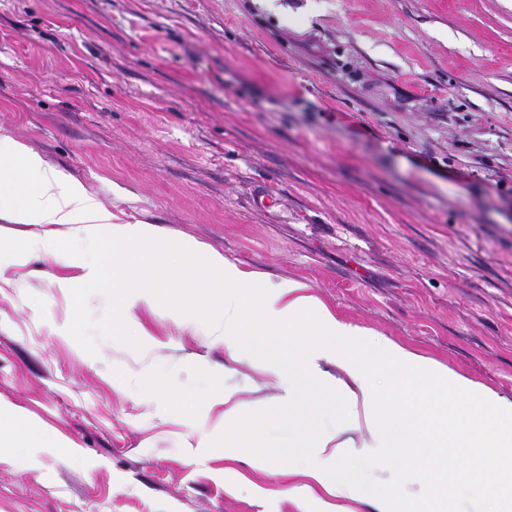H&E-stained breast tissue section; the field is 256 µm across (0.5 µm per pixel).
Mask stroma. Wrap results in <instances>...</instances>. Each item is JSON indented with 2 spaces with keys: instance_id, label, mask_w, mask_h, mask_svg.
I'll use <instances>...</instances> for the list:
<instances>
[{
  "instance_id": "1",
  "label": "stroma",
  "mask_w": 512,
  "mask_h": 512,
  "mask_svg": "<svg viewBox=\"0 0 512 512\" xmlns=\"http://www.w3.org/2000/svg\"><path fill=\"white\" fill-rule=\"evenodd\" d=\"M0 0V135L99 203L272 279L512 399V0ZM39 258L0 273V401L67 456L0 452V512H303L336 409L165 313L112 333V287L73 316ZM155 371L192 395L143 393ZM277 446V479L225 458L206 396ZM376 512L373 460L340 464ZM237 394V388L226 384L225 382L224 387L214 389L210 394L211 408L216 406H224V411L218 416V422L224 425V434L228 424L238 414L239 401Z\"/></svg>"
}]
</instances>
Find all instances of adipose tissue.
I'll return each instance as SVG.
<instances>
[{
    "mask_svg": "<svg viewBox=\"0 0 512 512\" xmlns=\"http://www.w3.org/2000/svg\"><path fill=\"white\" fill-rule=\"evenodd\" d=\"M0 222L36 224L40 231L8 243L17 259L45 255L67 276L58 280L73 314L89 289L112 281L114 335L139 313L166 311L192 335L223 344L230 362L247 363L282 384L279 422L290 427L304 388L329 386L347 420L324 428L305 476L338 500L357 497L336 467L366 453L377 458L392 493L377 512H512V399L369 329L341 319L301 279L275 281L201 243L165 236L156 225L122 218L83 185L51 167L27 144L0 136ZM335 361L341 377L324 382L319 360ZM58 448L14 408L0 404V448ZM248 449L255 468H274L275 453L255 429L236 430L224 455ZM464 448L461 469L438 470L444 449ZM496 451L498 477L484 479L485 449ZM435 466L432 479L414 476ZM470 494H460L461 485Z\"/></svg>",
    "mask_w": 512,
    "mask_h": 512,
    "instance_id": "ef3b65f1",
    "label": "adipose tissue"
}]
</instances>
